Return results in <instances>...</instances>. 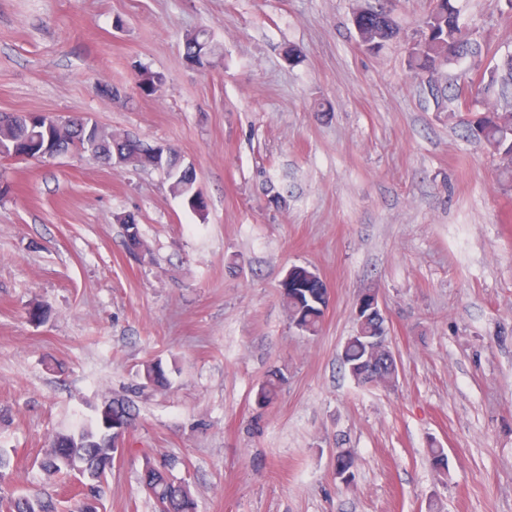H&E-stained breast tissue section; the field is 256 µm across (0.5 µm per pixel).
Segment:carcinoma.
Here are the masks:
<instances>
[{
	"label": "carcinoma",
	"mask_w": 512,
	"mask_h": 512,
	"mask_svg": "<svg viewBox=\"0 0 512 512\" xmlns=\"http://www.w3.org/2000/svg\"><path fill=\"white\" fill-rule=\"evenodd\" d=\"M461 9L457 0H438V7L430 9L423 24L430 27V36L412 38L409 50V69L415 74L434 77L449 65L464 61L467 66L454 78L448 80V101L460 102L464 96L476 100L480 97L495 96L503 101L500 112L481 115L477 120L461 119L467 136L484 143L500 158L498 169L507 184H512V54L505 55L500 64L489 72L487 82L474 83L468 72L477 73L483 65L482 34L477 27L460 23ZM398 28L387 10L386 3L365 9L358 26L361 42L385 46L396 37ZM218 47L211 33L200 28L186 37L183 43V58L190 64L207 68L218 57ZM163 77L157 73L142 70L137 75L136 87L141 94L151 96L158 92ZM31 114L12 113L9 120L0 125V149L8 152H32L36 144L30 130ZM89 119H71L65 134L50 131V136L59 140V153L66 154L77 145L85 152L107 162L144 166L142 156L152 146L129 135L118 136L104 127L89 128ZM168 172L171 192L182 198L194 211L202 213L207 208L203 194L194 187L195 179L182 173L183 166L177 154L169 152ZM281 298L288 310L291 322L299 325L310 335L318 333L323 306L327 305V290L320 276L305 266L293 267V276L287 283H280ZM284 378L271 373L257 391V402L272 403L278 396ZM77 461L93 480L100 482L112 469V438L101 423L86 425L78 432L59 433L51 444L41 467L49 474H67L69 462ZM141 484L154 499L168 503V512H195V501L185 484H176L168 477L165 467L146 460L140 476ZM6 512H58V503L51 498L38 495H20L5 499Z\"/></svg>",
	"instance_id": "carcinoma-1"
}]
</instances>
